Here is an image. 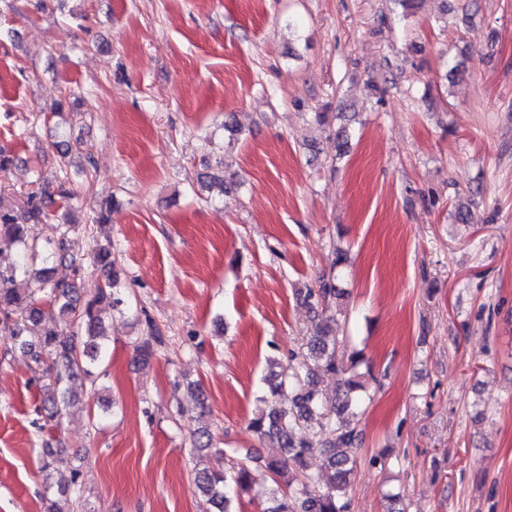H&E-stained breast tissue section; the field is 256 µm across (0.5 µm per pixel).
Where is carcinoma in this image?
Masks as SVG:
<instances>
[{"mask_svg": "<svg viewBox=\"0 0 512 512\" xmlns=\"http://www.w3.org/2000/svg\"><path fill=\"white\" fill-rule=\"evenodd\" d=\"M67 184L65 175L54 186L46 182L17 205L6 204L0 197V333L11 337L37 367H45L50 380L45 404L51 419L70 405L71 380L93 375L106 351L102 313L124 304L121 268L112 255V244H99L92 254L103 284L84 301L75 284L53 280L50 266L54 261L67 262L74 274L81 273L83 261L68 255L64 247L72 225H60L59 237L42 244L27 239L28 222L49 218L51 206L64 214L69 211L75 192ZM346 262L344 252L333 253L329 273L303 296L310 308H327L340 296L336 268ZM19 279L30 287L29 294L13 288ZM346 347L347 338L336 334V329L318 328L301 344L299 362L288 375L272 371L266 376L269 396L286 389L288 404L261 397L267 409L249 424L255 434L276 438L284 450V457L266 463L275 489L263 512H350L348 490L362 444L359 421L372 397L360 371L365 363L362 352ZM313 420L317 421L314 438L297 436ZM314 454L323 459L325 469L311 468L309 459ZM228 462L225 470L206 469L194 478L195 492L217 512H230L234 494L250 488L247 466L231 458Z\"/></svg>", "mask_w": 512, "mask_h": 512, "instance_id": "1", "label": "carcinoma"}]
</instances>
